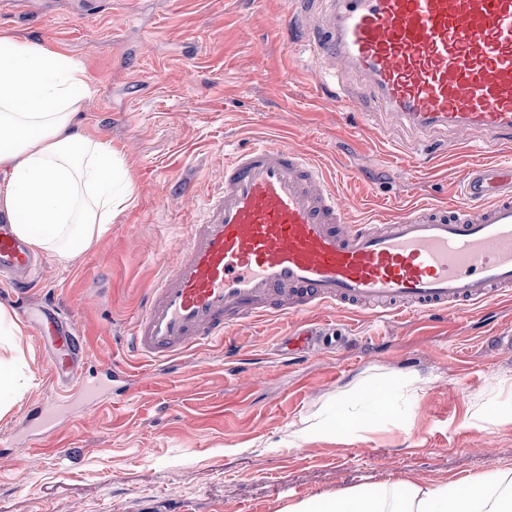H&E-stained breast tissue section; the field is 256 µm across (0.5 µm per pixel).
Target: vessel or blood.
<instances>
[{
	"instance_id": "vessel-or-blood-1",
	"label": "vessel or blood",
	"mask_w": 512,
	"mask_h": 512,
	"mask_svg": "<svg viewBox=\"0 0 512 512\" xmlns=\"http://www.w3.org/2000/svg\"><path fill=\"white\" fill-rule=\"evenodd\" d=\"M307 33L319 73L340 60L396 118L456 136L483 133L487 153L512 141V0H330ZM36 263L0 224V272ZM512 292V162L474 159L457 203L412 205L378 224H352L323 170L284 142L225 155L224 179L185 225L147 288L125 349L162 368L262 316L356 306L386 315L459 311ZM20 314L60 353L57 384L84 393L85 347L51 303ZM332 346L297 326L280 352Z\"/></svg>"
}]
</instances>
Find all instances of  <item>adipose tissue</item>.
Masks as SVG:
<instances>
[{
    "instance_id": "1",
    "label": "adipose tissue",
    "mask_w": 512,
    "mask_h": 512,
    "mask_svg": "<svg viewBox=\"0 0 512 512\" xmlns=\"http://www.w3.org/2000/svg\"><path fill=\"white\" fill-rule=\"evenodd\" d=\"M83 62L45 45L0 37V211L33 250L70 259L89 249L134 197L122 155L77 131L94 95ZM22 328L0 307V417L30 385ZM402 381L379 377L325 402L295 439L359 431L396 416ZM283 512H512V470L437 484H363L288 503Z\"/></svg>"
}]
</instances>
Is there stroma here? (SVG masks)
<instances>
[{
    "instance_id": "stroma-1",
    "label": "stroma",
    "mask_w": 512,
    "mask_h": 512,
    "mask_svg": "<svg viewBox=\"0 0 512 512\" xmlns=\"http://www.w3.org/2000/svg\"><path fill=\"white\" fill-rule=\"evenodd\" d=\"M72 2L28 0L0 34L82 60L96 92L77 125L121 152L135 200L75 258L45 255L35 293L76 322L89 378L116 361L139 384L38 433L28 414L58 390L48 345L26 333L33 385L0 418V512H281L361 484L512 470V420L471 416L488 401L512 407V349L498 342L512 296L413 317L324 308L313 319L354 345L297 365L273 351L292 319L261 320L241 330L240 379L219 347L175 373L126 355L143 290L220 183L225 153L262 139L298 147L334 177L354 224L455 202L468 158L454 136L417 137L363 98L337 108L304 47L319 16L298 15L295 0H107L80 20ZM377 374L420 380L400 423L289 445L303 418Z\"/></svg>"
}]
</instances>
